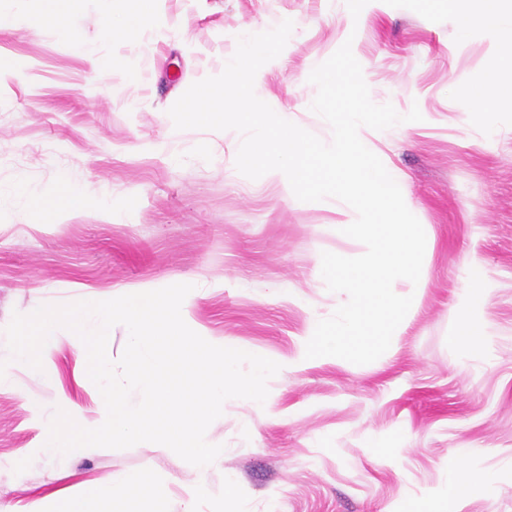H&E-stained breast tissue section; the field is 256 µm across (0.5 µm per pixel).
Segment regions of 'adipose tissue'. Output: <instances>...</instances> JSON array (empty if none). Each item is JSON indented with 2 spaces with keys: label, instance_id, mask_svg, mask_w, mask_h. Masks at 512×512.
<instances>
[{
  "label": "adipose tissue",
  "instance_id": "1",
  "mask_svg": "<svg viewBox=\"0 0 512 512\" xmlns=\"http://www.w3.org/2000/svg\"><path fill=\"white\" fill-rule=\"evenodd\" d=\"M16 10H0V31L25 19L32 34L52 29L71 33L73 20L83 13L88 0H15ZM101 36L130 45L140 44L148 29L153 0H97ZM476 13L455 12L460 32L480 29L500 37L512 36V0H479ZM16 197L27 208L40 210L43 221L57 224L75 212L97 205L104 220H111L109 203H93L82 189L60 181L52 194L30 193L17 189ZM153 479L143 472L113 474L111 481L85 482L76 495L52 493L56 512H152Z\"/></svg>",
  "mask_w": 512,
  "mask_h": 512
}]
</instances>
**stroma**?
I'll return each instance as SVG.
<instances>
[{
	"label": "stroma",
	"instance_id": "obj_1",
	"mask_svg": "<svg viewBox=\"0 0 512 512\" xmlns=\"http://www.w3.org/2000/svg\"><path fill=\"white\" fill-rule=\"evenodd\" d=\"M291 37L262 69L256 95L320 139L331 128L310 105L311 71L351 42L373 102L423 119L375 132L369 148L393 173L426 234L413 303L389 349L356 365L302 355L316 317L338 299L316 278L322 252L357 257L338 225L347 206L299 201L267 178L238 172L235 131L175 130L169 108L220 74L238 36L283 20ZM112 60L96 78L69 38L24 27L0 33L9 76L0 82V191L24 182L52 191L60 179L112 203L46 224L0 198V360L13 313L66 303L90 290L193 285V322L208 341L253 347L284 367L266 409L224 403L207 430L224 457L207 477L219 493L232 476L250 512H512V99L470 112L466 99L504 62L511 44L461 35L445 0H370L352 17L346 0H155L143 42L104 44ZM206 142L207 158L194 152ZM481 292L466 300L465 261ZM489 329L470 351L451 334V314ZM55 379L17 372L0 387V512H31L39 473L60 486L148 471L156 512H181L187 462L145 444L50 457L40 446L45 405L68 397L96 415L94 384L77 386V355L63 346ZM462 460L484 479L448 503V474Z\"/></svg>",
	"mask_w": 512,
	"mask_h": 512
}]
</instances>
